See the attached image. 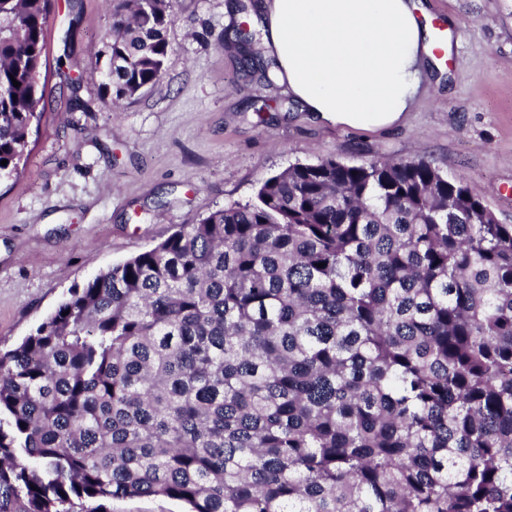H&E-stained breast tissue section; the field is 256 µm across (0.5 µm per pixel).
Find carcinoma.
<instances>
[{
  "label": "carcinoma",
  "instance_id": "obj_1",
  "mask_svg": "<svg viewBox=\"0 0 512 512\" xmlns=\"http://www.w3.org/2000/svg\"><path fill=\"white\" fill-rule=\"evenodd\" d=\"M50 10L0 0V178L46 110ZM172 19L112 0L111 103L162 79ZM151 496L512 512V224L426 160L297 162L72 286L0 349V512Z\"/></svg>",
  "mask_w": 512,
  "mask_h": 512
}]
</instances>
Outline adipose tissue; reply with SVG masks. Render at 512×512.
<instances>
[{
    "label": "adipose tissue",
    "mask_w": 512,
    "mask_h": 512,
    "mask_svg": "<svg viewBox=\"0 0 512 512\" xmlns=\"http://www.w3.org/2000/svg\"><path fill=\"white\" fill-rule=\"evenodd\" d=\"M276 82L315 120L398 125L423 94L430 46L420 0H262Z\"/></svg>",
    "instance_id": "obj_1"
}]
</instances>
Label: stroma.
Listing matches in <instances>:
<instances>
[{"label":"stroma","mask_w":512,"mask_h":512,"mask_svg":"<svg viewBox=\"0 0 512 512\" xmlns=\"http://www.w3.org/2000/svg\"><path fill=\"white\" fill-rule=\"evenodd\" d=\"M450 30V58L399 125L314 122L236 37L255 0H175L154 87L103 99L96 53L107 0H52L41 81L46 111L19 171L0 179V347L17 345L66 296L177 225L254 199L294 162L424 159L480 192L512 224V0H426Z\"/></svg>","instance_id":"obj_1"}]
</instances>
